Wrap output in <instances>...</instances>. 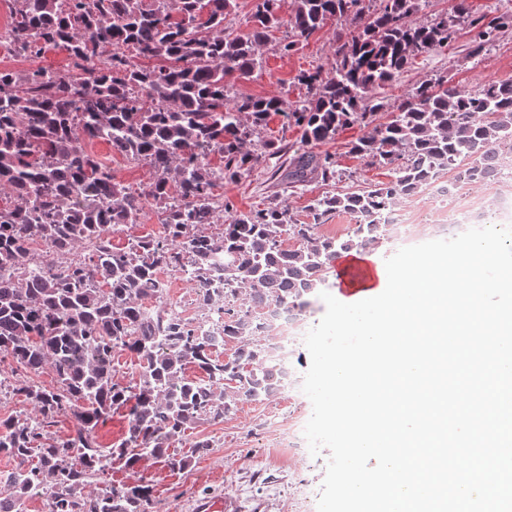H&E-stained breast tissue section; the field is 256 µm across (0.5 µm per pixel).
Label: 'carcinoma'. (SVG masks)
I'll return each mask as SVG.
<instances>
[{"mask_svg": "<svg viewBox=\"0 0 512 512\" xmlns=\"http://www.w3.org/2000/svg\"><path fill=\"white\" fill-rule=\"evenodd\" d=\"M279 2L254 0L237 32V0H10L17 54L63 48L74 75L0 69V356L53 375L48 386L23 376L9 385L33 413L0 418V456L17 469L0 486V512H27L35 485L47 491V512H149V486L112 483V462L134 471L152 458L183 471L214 447L206 438L191 441L189 455L169 452L188 431L272 395L274 369L256 336L262 305L303 306L342 254L374 251L382 211L421 191L430 171L456 168L465 186L512 173V77L464 90L442 75L397 104L376 95L416 57L448 46L462 24L468 55L485 56L512 33V14L476 16L460 0L453 18L424 21L422 0H375L367 11L359 0H294L285 21ZM346 20L352 29L336 36L331 67L298 74L303 99L231 94L227 78L261 68L262 49L282 27L290 52ZM273 115L300 133L288 186L334 180L336 161L315 147L351 125L364 135L349 153L387 168L389 179L315 197L303 223L283 204L234 209L216 190L281 156L262 137ZM79 127L148 167V189L117 182L112 166L78 143ZM220 202L216 241L207 226ZM148 207L162 215V234L113 247L109 225L137 224ZM340 214L354 221L346 235L318 232ZM79 242L91 248L71 252ZM39 244L60 261L37 262ZM220 256L224 324L200 333L164 300L160 274L186 268L206 286ZM218 335L236 344L228 358ZM123 351L139 361L126 385L114 369ZM190 366L203 377H187ZM118 409L125 432L103 446L98 430ZM68 415L73 431L55 438L51 427Z\"/></svg>", "mask_w": 512, "mask_h": 512, "instance_id": "cac0c4a2", "label": "carcinoma"}]
</instances>
